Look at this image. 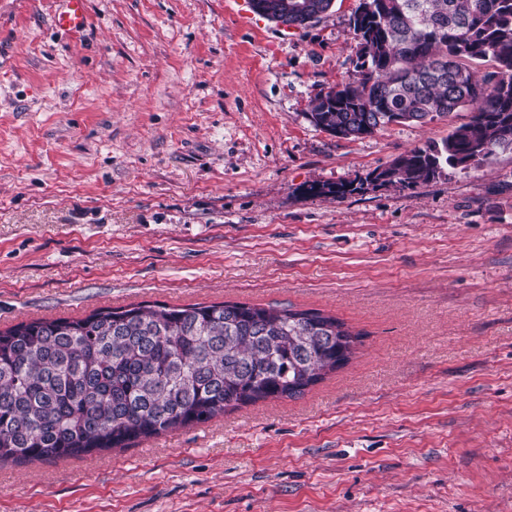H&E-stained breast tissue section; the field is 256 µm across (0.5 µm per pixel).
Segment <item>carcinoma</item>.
Wrapping results in <instances>:
<instances>
[{"label": "carcinoma", "mask_w": 512, "mask_h": 512, "mask_svg": "<svg viewBox=\"0 0 512 512\" xmlns=\"http://www.w3.org/2000/svg\"><path fill=\"white\" fill-rule=\"evenodd\" d=\"M305 28L332 0L278 15ZM356 76L312 102L314 126L363 139L392 123L427 124L462 108L442 145L416 147L372 181L414 187L444 166L512 150V0H361L350 19ZM490 65L476 75L473 63ZM359 335L319 311L237 302L131 305L0 330V462L126 448L228 409L294 399L344 366Z\"/></svg>", "instance_id": "obj_1"}]
</instances>
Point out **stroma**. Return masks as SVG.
Returning <instances> with one entry per match:
<instances>
[{
  "mask_svg": "<svg viewBox=\"0 0 512 512\" xmlns=\"http://www.w3.org/2000/svg\"><path fill=\"white\" fill-rule=\"evenodd\" d=\"M359 2L295 30L248 0H88L63 34L61 0H0L1 330L233 301L362 334L297 398L0 463V512H512V151L367 182L471 113L315 127Z\"/></svg>",
  "mask_w": 512,
  "mask_h": 512,
  "instance_id": "35a3bbf8",
  "label": "stroma"
}]
</instances>
